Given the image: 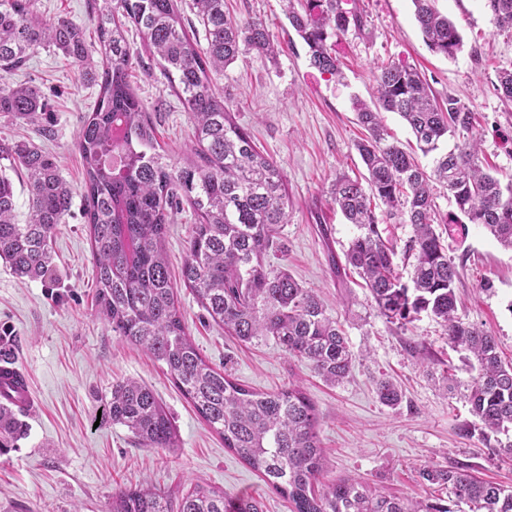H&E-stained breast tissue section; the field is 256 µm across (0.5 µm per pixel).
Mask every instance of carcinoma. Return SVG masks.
<instances>
[{
	"instance_id": "cac0c4a2",
	"label": "carcinoma",
	"mask_w": 512,
	"mask_h": 512,
	"mask_svg": "<svg viewBox=\"0 0 512 512\" xmlns=\"http://www.w3.org/2000/svg\"><path fill=\"white\" fill-rule=\"evenodd\" d=\"M35 2L0 0V70L19 69L36 49L51 45L99 86L78 150L85 168L83 211L96 266L97 306L112 333L165 365L224 447L287 498L293 512H456L463 504L468 512H512V488L479 480L463 467L421 465L420 483L439 492L424 499L393 496L354 478L321 481L319 418L303 389L292 382L278 391H256L212 366L187 336L164 249L182 200L197 217L182 282L214 322L243 343L273 339L331 385L347 378L356 361L344 330L319 296L268 262L281 250V228L290 221L286 177L257 148L213 83L212 73L233 64L244 48L261 58L276 55L266 23L226 14L224 0H190L187 7L205 33L202 48L185 26L179 0H89L102 48L98 68L89 63L81 27L66 17L42 19ZM283 2L290 26L308 47L310 65L339 75L334 38L351 23L361 26L359 15L343 8L342 0ZM437 2L412 0L414 18L429 50L454 59L462 38ZM485 2L495 27L512 29V0ZM130 26L189 112L195 158L181 167L166 161L156 127L129 82L132 54L125 32ZM374 80L373 104L353 102L366 131L355 144L366 175H339L330 189L336 208L359 233L344 262L329 253L330 268L338 276L357 274L377 312L391 324L404 326L423 312L443 324L448 343L476 361L469 403L480 435L495 442L493 455L512 462V362L501 359L495 336L457 313L458 271L436 232L433 196L438 183L454 199L457 214L448 219V231L478 224L512 250V179L504 183L484 168L472 133V109L452 95L436 97L416 68L389 63ZM383 110L405 121L417 148L431 157L430 168L389 141ZM1 112L34 121L47 112V103L36 87L3 82ZM458 134L460 143L441 150L445 139ZM0 157L25 170L29 211L26 223L16 221L13 182L1 174L0 259L21 279H43L54 265L53 242L69 215L72 189L55 158L34 146L0 140ZM375 200L387 213L407 216L413 227L405 245L414 259L408 283L402 281L394 245L379 230ZM375 393L388 407L402 400L398 386L386 378L375 381ZM107 415L144 448L178 447L170 416L143 383L126 379L113 385ZM26 432L19 416L1 405L0 454ZM109 512L262 510L252 497L196 484L177 498L144 486L120 489L112 494Z\"/></svg>"
}]
</instances>
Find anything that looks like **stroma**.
Wrapping results in <instances>:
<instances>
[{"label": "stroma", "instance_id": "1", "mask_svg": "<svg viewBox=\"0 0 512 512\" xmlns=\"http://www.w3.org/2000/svg\"><path fill=\"white\" fill-rule=\"evenodd\" d=\"M363 24L336 41L342 79L311 66L307 48L291 28L280 0H225L239 19L262 18L278 47L267 60L244 51L224 72L217 90L265 154L283 169L291 220L282 252L270 259L313 289L342 323L357 359L342 383H324L310 367L288 357L274 340L243 344L225 333L187 288L177 292L186 332L206 360L241 383L272 392L299 383L319 417L324 480L360 479L399 497H425L417 470L463 466L482 480L512 486V463L493 456L470 412L475 377L464 353L448 345L444 327L417 316L405 327L381 317L357 274L339 279L328 252L343 254L357 233L330 198L336 175L362 173L355 149L362 135L353 98L370 100L378 66L416 67L434 93L453 95L475 114L480 158L501 180L512 179V103L496 90L497 74L512 69V30L491 22L484 0H438L463 39L456 58L432 53L414 18L411 0H357ZM37 13L63 16L83 28L93 62H100L88 0H36ZM131 85L150 113L168 162L182 166L193 147L190 115L144 49L137 31ZM10 85H35L48 110L30 123L0 114V139L29 143L53 156L73 191L71 213L54 242V275L18 278L0 261V353L31 376L37 397L26 417L27 435L0 455V512H106L113 492L150 486L178 496L194 484L228 495L249 494L263 512H291L263 478L228 451L151 356L112 333L96 306V271L82 213L84 169L77 140L99 88L54 47L39 48ZM436 226L457 266L455 292L464 321L496 336L503 360L512 361V251L481 226L449 233L453 198L435 187ZM196 216L182 205L165 239L173 281L181 279L186 241ZM402 392L396 407L382 405L377 378ZM128 378L150 387L170 414L178 435L172 450L140 447L127 428L99 418L112 385Z\"/></svg>", "mask_w": 512, "mask_h": 512}]
</instances>
